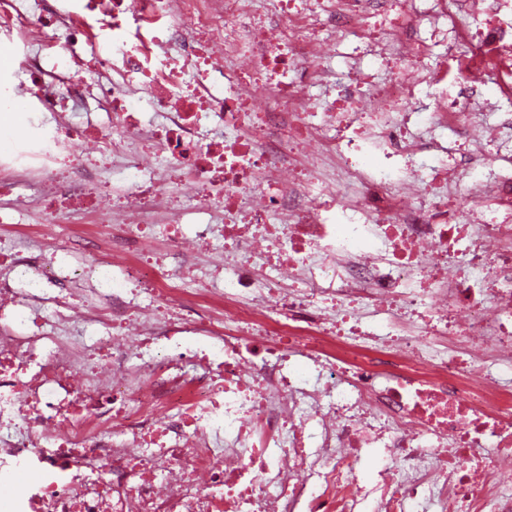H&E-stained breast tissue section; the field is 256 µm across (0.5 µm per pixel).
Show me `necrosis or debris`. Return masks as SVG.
Here are the masks:
<instances>
[{
    "label": "necrosis or debris",
    "mask_w": 512,
    "mask_h": 512,
    "mask_svg": "<svg viewBox=\"0 0 512 512\" xmlns=\"http://www.w3.org/2000/svg\"><path fill=\"white\" fill-rule=\"evenodd\" d=\"M0 23L62 49L13 89L53 122L0 160V200L38 181L61 227L27 250L0 225V512H512V114L482 118L512 100V0H0ZM87 99L108 124L72 120ZM92 154L133 189L104 224L66 172Z\"/></svg>",
    "instance_id": "necrosis-or-debris-1"
}]
</instances>
